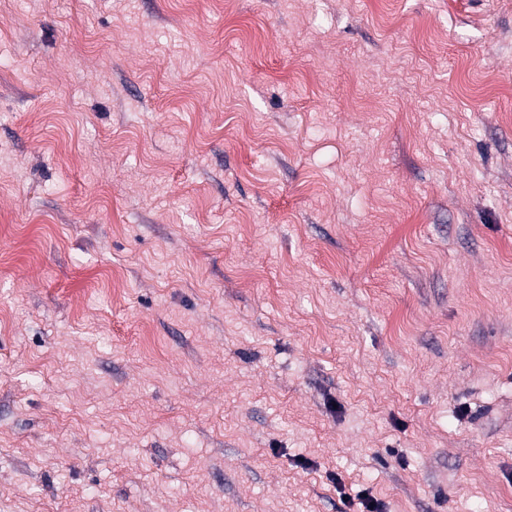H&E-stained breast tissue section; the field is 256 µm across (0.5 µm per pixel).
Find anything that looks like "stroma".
<instances>
[{
	"label": "stroma",
	"mask_w": 512,
	"mask_h": 512,
	"mask_svg": "<svg viewBox=\"0 0 512 512\" xmlns=\"http://www.w3.org/2000/svg\"><path fill=\"white\" fill-rule=\"evenodd\" d=\"M512 512V0H0V512Z\"/></svg>",
	"instance_id": "obj_1"
}]
</instances>
